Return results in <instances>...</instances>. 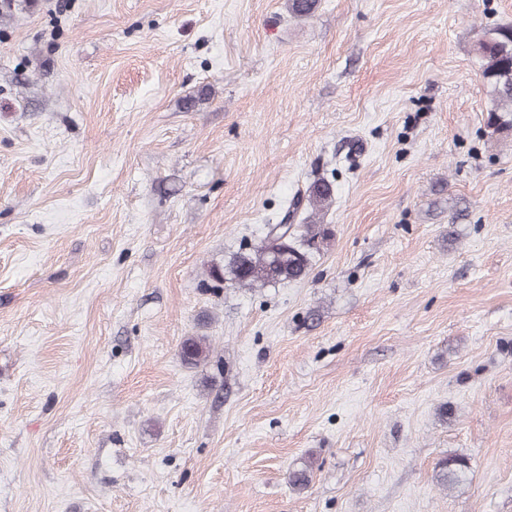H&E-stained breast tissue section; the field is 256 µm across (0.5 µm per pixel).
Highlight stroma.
<instances>
[{"mask_svg": "<svg viewBox=\"0 0 512 512\" xmlns=\"http://www.w3.org/2000/svg\"><path fill=\"white\" fill-rule=\"evenodd\" d=\"M497 26L512 0H14L0 512H512ZM322 177L304 280L202 287ZM478 45L482 77L496 101V108L488 113V133L512 131V27L486 30ZM307 202L309 205H313L315 209L323 210L328 208L333 202L331 182L322 179L314 183L309 191ZM210 347L208 337L187 336L180 344L179 354L185 364L198 366L209 359ZM437 479L442 485H453L466 478L468 459L462 455H448L437 464Z\"/></svg>", "mask_w": 512, "mask_h": 512, "instance_id": "obj_1", "label": "stroma"}]
</instances>
